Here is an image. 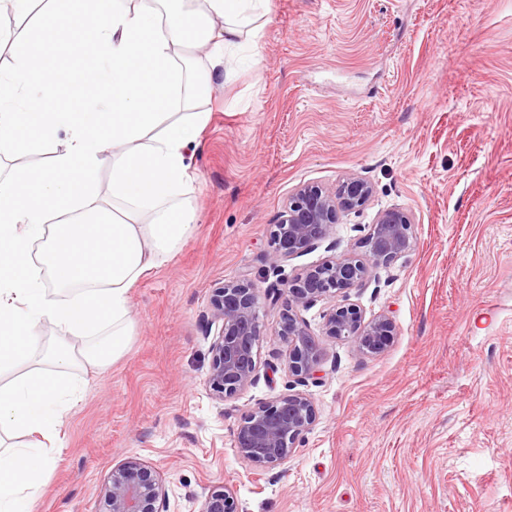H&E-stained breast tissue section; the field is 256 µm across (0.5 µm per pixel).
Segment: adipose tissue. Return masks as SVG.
I'll return each instance as SVG.
<instances>
[{
    "mask_svg": "<svg viewBox=\"0 0 512 512\" xmlns=\"http://www.w3.org/2000/svg\"><path fill=\"white\" fill-rule=\"evenodd\" d=\"M267 0H78L53 9L13 40V62L0 68V160L64 140V150L33 174L0 169V377L37 346L41 323L62 329L43 352L48 372L0 380V512H30L52 456L6 443L12 433L47 434L62 423L77 389L72 367L109 366L127 346L129 291L177 251L197 220L188 194L184 150L208 115L194 102L212 88L209 70H192L188 51H223L260 34ZM54 19L70 47L91 49L90 77L108 109L47 111L70 95L27 45ZM112 153V194L97 193L98 163ZM44 237V261L57 285L44 288L29 267L28 245ZM103 330L85 343L90 330Z\"/></svg>",
    "mask_w": 512,
    "mask_h": 512,
    "instance_id": "1",
    "label": "adipose tissue"
}]
</instances>
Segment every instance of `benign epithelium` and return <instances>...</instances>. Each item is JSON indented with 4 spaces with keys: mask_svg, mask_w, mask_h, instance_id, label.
<instances>
[{
    "mask_svg": "<svg viewBox=\"0 0 512 512\" xmlns=\"http://www.w3.org/2000/svg\"><path fill=\"white\" fill-rule=\"evenodd\" d=\"M371 194V185L359 177L346 178L333 192L317 185L297 188L270 232L271 266L276 269L280 263L316 249L332 235L339 213L362 207ZM412 247L411 214L388 209L378 214L363 241L367 261L333 257L303 269L288 281L287 308L274 335L288 342V369L299 383L320 379L323 358V350L309 333L300 310L330 299L333 304L325 315V335L351 343L364 355L384 350L394 336V322L384 315L365 320L346 292L363 281L367 265H390ZM259 312V296L246 278L225 282L213 290L210 324L218 328L210 346L205 386L221 401L236 396L257 375ZM315 418L314 403L301 391L261 403L238 424V456L260 470L279 465L293 456ZM98 499L99 512H167L160 473L138 457H126L112 468L99 487ZM201 512H237V504L231 491L214 490Z\"/></svg>",
    "mask_w": 512,
    "mask_h": 512,
    "instance_id": "1",
    "label": "benign epithelium"
}]
</instances>
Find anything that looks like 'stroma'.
<instances>
[{"label":"stroma","mask_w":512,"mask_h":512,"mask_svg":"<svg viewBox=\"0 0 512 512\" xmlns=\"http://www.w3.org/2000/svg\"><path fill=\"white\" fill-rule=\"evenodd\" d=\"M256 42L215 67L210 115L187 148L197 222L129 291L126 352L71 370L83 388L57 436H16L55 465L33 512H98V489L135 456L156 468L168 512H200L228 488L238 512H512V0H269ZM59 30L29 48L66 76ZM369 201L311 252L269 263V234L300 185L347 177ZM390 208L415 245L349 289L391 344L364 355L322 333L304 389L316 419L294 455L256 470L237 455L241 418L297 391L275 336L284 280L342 255ZM248 277L261 302L254 383L221 401L205 386L212 291Z\"/></svg>","instance_id":"35a3bbf8"}]
</instances>
